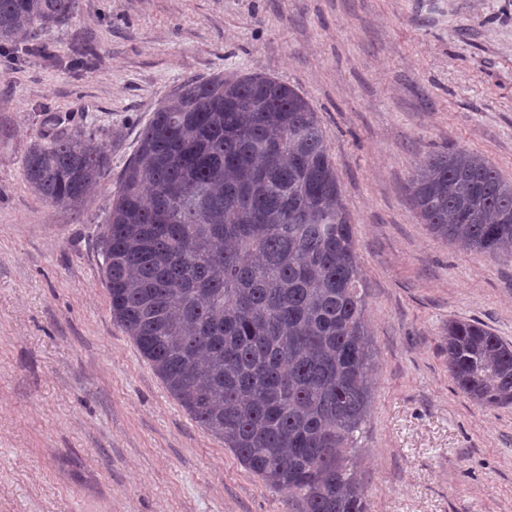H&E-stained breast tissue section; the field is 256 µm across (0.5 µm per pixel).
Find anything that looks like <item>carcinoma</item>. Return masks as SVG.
I'll list each match as a JSON object with an SVG mask.
<instances>
[{
	"label": "carcinoma",
	"instance_id": "obj_1",
	"mask_svg": "<svg viewBox=\"0 0 512 512\" xmlns=\"http://www.w3.org/2000/svg\"><path fill=\"white\" fill-rule=\"evenodd\" d=\"M76 0H0V51ZM110 160L93 131L44 134L23 178L77 210ZM409 189L438 237L512 260V180L464 149L431 154ZM112 321L172 397L300 512H369L357 448L374 358L352 225L310 102L254 73L182 82L153 112L106 218ZM448 373L488 408L512 404V345L445 330Z\"/></svg>",
	"mask_w": 512,
	"mask_h": 512
}]
</instances>
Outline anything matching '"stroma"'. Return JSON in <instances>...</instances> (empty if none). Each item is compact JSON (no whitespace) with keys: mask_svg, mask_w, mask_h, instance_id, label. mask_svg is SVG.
Instances as JSON below:
<instances>
[{"mask_svg":"<svg viewBox=\"0 0 512 512\" xmlns=\"http://www.w3.org/2000/svg\"><path fill=\"white\" fill-rule=\"evenodd\" d=\"M218 73L273 77L317 113L374 350L371 512H512V405L463 394L443 340L472 319L512 344V261L437 238L408 192L455 147L512 179V0H77L1 53L0 512H298L169 394L100 284L141 129ZM78 125L112 170L74 211L30 192L22 156Z\"/></svg>","mask_w":512,"mask_h":512,"instance_id":"obj_1","label":"stroma"}]
</instances>
